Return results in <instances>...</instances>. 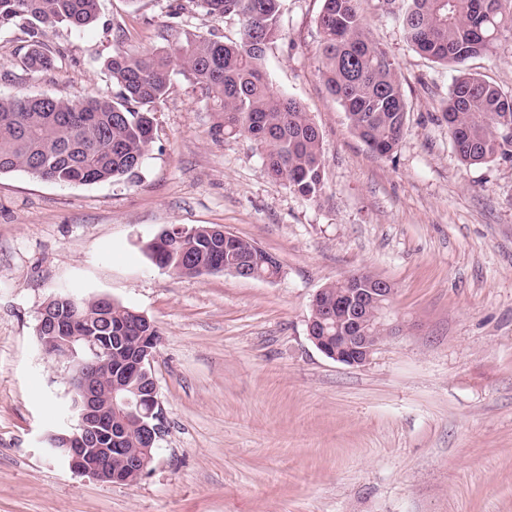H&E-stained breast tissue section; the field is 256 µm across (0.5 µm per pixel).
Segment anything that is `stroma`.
<instances>
[{"mask_svg": "<svg viewBox=\"0 0 512 512\" xmlns=\"http://www.w3.org/2000/svg\"><path fill=\"white\" fill-rule=\"evenodd\" d=\"M171 0H99L92 27L51 28L63 57L28 75L0 32V96L112 97L114 50L137 56L235 20ZM407 101L391 156L372 152L319 77L322 0H282L274 86L322 133L323 188L304 198L248 136H215L181 66L138 178L60 186L0 174V512H512V162L466 166L443 102L455 72L418 54L379 0H360ZM469 72L512 92V28ZM174 225H219L275 256L272 281L180 278L142 252ZM367 270L390 281L395 330L364 366L307 336L317 291ZM107 295L161 332L166 432L133 485L73 473L44 434L70 372L36 341L53 294Z\"/></svg>", "mask_w": 512, "mask_h": 512, "instance_id": "obj_1", "label": "stroma"}]
</instances>
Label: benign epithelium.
<instances>
[{"label":"benign epithelium","mask_w":512,"mask_h":512,"mask_svg":"<svg viewBox=\"0 0 512 512\" xmlns=\"http://www.w3.org/2000/svg\"><path fill=\"white\" fill-rule=\"evenodd\" d=\"M395 288H377L361 282L336 303V335H319L320 324L310 318L307 325L311 342L328 358L353 367L369 362L384 337L368 335L362 313L375 307L371 324L386 332L387 312ZM36 338L41 349L68 362L73 371L72 391L77 410L73 430L50 432L45 440L50 451L70 470L106 483L125 484L113 475L112 457L124 451L122 441L129 422L137 423L144 447L129 454L128 472L139 480L150 472L157 443L166 431L158 385L151 369L156 349L141 337L133 351L130 370L151 381L145 388L126 385L112 375V338L90 336L76 318L65 317L62 310L45 303L37 315Z\"/></svg>","instance_id":"benign-epithelium-1"}]
</instances>
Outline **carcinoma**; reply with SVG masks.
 I'll return each instance as SVG.
<instances>
[{
  "label": "carcinoma",
  "mask_w": 512,
  "mask_h": 512,
  "mask_svg": "<svg viewBox=\"0 0 512 512\" xmlns=\"http://www.w3.org/2000/svg\"><path fill=\"white\" fill-rule=\"evenodd\" d=\"M281 0H176L170 14L200 9L215 20L235 17L236 37L184 32L162 51L140 56L115 50L107 64L112 97L78 100L24 94L0 97V173L23 171L58 185H91L135 177L156 135L155 112L170 86L175 64L205 89L217 112V135H249L263 151L268 174L295 193L316 198L322 190L324 156L318 127L295 98L274 89L264 67L267 50L281 37ZM318 19L320 78L344 109L350 128L375 153L389 156L398 147L407 120L401 81L387 52L372 39L359 0H322ZM407 42L434 63L458 72L444 108L448 132L465 165L512 160V93L464 69L470 58L490 52L500 28L512 26V0H383ZM98 20V0H0V30L26 35L24 70L51 69L59 51L47 41L57 25L75 29ZM219 232L195 227L186 250L166 235L151 260L179 277L205 275L214 264ZM236 258L253 261L269 277L280 266L265 251L240 238L222 250L223 271ZM353 287L338 280L321 291L320 305L334 304ZM73 299L94 312L96 297L59 292L53 303ZM96 336H151L153 324L133 319L130 307L112 302V320L91 319Z\"/></svg>",
  "instance_id": "obj_1"
}]
</instances>
